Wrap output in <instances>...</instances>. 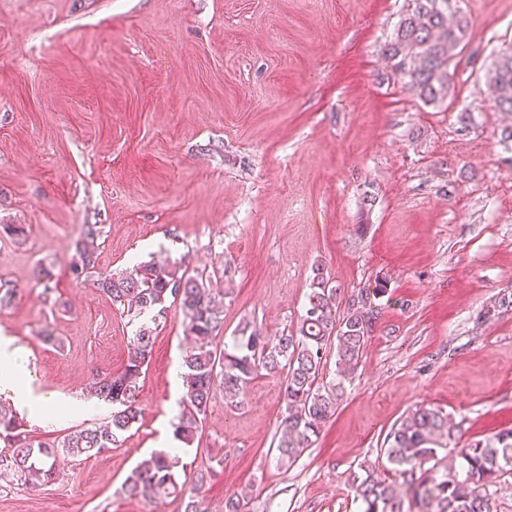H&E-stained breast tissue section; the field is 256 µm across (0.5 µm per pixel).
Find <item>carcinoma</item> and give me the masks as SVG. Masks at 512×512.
<instances>
[{
    "mask_svg": "<svg viewBox=\"0 0 512 512\" xmlns=\"http://www.w3.org/2000/svg\"><path fill=\"white\" fill-rule=\"evenodd\" d=\"M411 8L401 20L387 57L396 77L427 102L448 96L450 66L456 50L465 41L468 22L459 15L455 0H410ZM495 106L512 114V43L499 51L490 70ZM95 225H87L76 243L71 263L75 278L96 276L95 282L112 305L129 321H139L132 336L133 355L118 374L105 373L95 383V392L113 406L110 422L103 426L75 429L52 446L34 444L23 434L24 423L9 407L0 404V439L11 452L0 454V469L12 472L31 488L55 479L59 454L86 456L100 453L127 432L142 417L137 404L139 379L152 358L154 329L140 318L178 306L193 345L182 359L183 409L174 424V439L189 446L199 433L201 416L216 391L226 403L238 404L244 388L257 374L285 375L287 413L280 424L277 461L296 460L312 437L335 414L343 395L342 384L357 368L374 312L366 303L386 293L383 284L360 291L340 312L338 287L322 265L313 269L307 304L296 329L269 339L259 335L251 322L242 320L231 341L215 346L224 329V311L211 289L180 267L150 261L121 272L97 271ZM336 344L337 382L319 383L327 348ZM454 439L448 418L436 408H418L404 417L387 436L383 454L405 490L370 469L353 478L354 499L359 512H497L493 487L507 475L512 478V430L473 441L448 457H437L443 440ZM178 459L160 451L141 462L127 477L123 490L131 498L180 500L184 512H197V503L187 496L186 483L179 482Z\"/></svg>",
    "mask_w": 512,
    "mask_h": 512,
    "instance_id": "obj_1",
    "label": "carcinoma"
}]
</instances>
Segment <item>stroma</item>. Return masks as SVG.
<instances>
[{"mask_svg":"<svg viewBox=\"0 0 512 512\" xmlns=\"http://www.w3.org/2000/svg\"><path fill=\"white\" fill-rule=\"evenodd\" d=\"M458 6L465 44L447 98L428 103L385 56L407 0H0V284L18 290L0 336L35 394L91 398L97 374L128 361L134 324L70 270L88 224L102 228L99 271L166 260L223 291L228 334L245 319L293 330L318 264L342 302L387 288L335 414L295 463L276 460L287 401L273 373L240 407L215 395L194 444L174 440L188 339L172 308L142 419L91 458L60 457L40 488L0 476V512H183L121 491L159 450L206 474L201 512L234 493L250 512H357L353 473L385 468L411 411L441 409L462 446L512 428V116L489 86L512 0ZM96 406L25 417L26 434L50 444L104 424L112 406Z\"/></svg>","mask_w":512,"mask_h":512,"instance_id":"obj_1","label":"stroma"}]
</instances>
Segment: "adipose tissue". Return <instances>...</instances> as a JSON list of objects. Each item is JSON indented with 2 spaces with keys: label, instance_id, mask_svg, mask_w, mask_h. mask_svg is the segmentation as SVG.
<instances>
[{
  "label": "adipose tissue",
  "instance_id": "ef3b65f1",
  "mask_svg": "<svg viewBox=\"0 0 512 512\" xmlns=\"http://www.w3.org/2000/svg\"><path fill=\"white\" fill-rule=\"evenodd\" d=\"M28 363L9 336H0V395L9 397L19 411L51 421L61 412L76 409L90 414L95 410L91 401H59L34 394L29 385Z\"/></svg>",
  "mask_w": 512,
  "mask_h": 512
}]
</instances>
